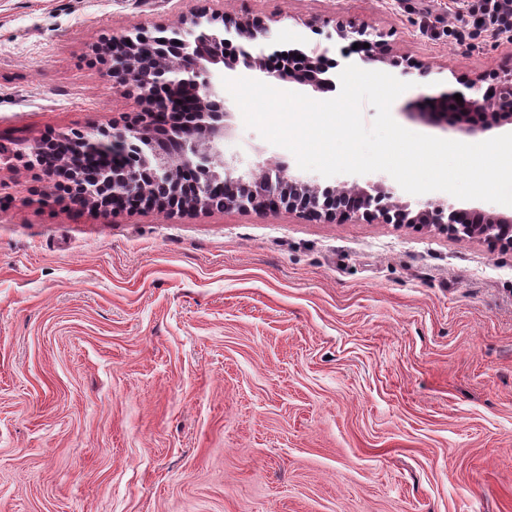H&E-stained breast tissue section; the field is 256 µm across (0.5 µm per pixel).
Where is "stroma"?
Returning <instances> with one entry per match:
<instances>
[{"label": "stroma", "instance_id": "stroma-1", "mask_svg": "<svg viewBox=\"0 0 512 512\" xmlns=\"http://www.w3.org/2000/svg\"><path fill=\"white\" fill-rule=\"evenodd\" d=\"M450 0H0V512H512V250L422 225L281 208L170 215L50 202L29 159L140 111L94 47L198 12L266 22L263 48L341 60L336 22L421 62L391 114L512 67ZM224 155L330 178L245 127Z\"/></svg>", "mask_w": 512, "mask_h": 512}]
</instances>
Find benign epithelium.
Instances as JSON below:
<instances>
[{
  "label": "benign epithelium",
  "mask_w": 512,
  "mask_h": 512,
  "mask_svg": "<svg viewBox=\"0 0 512 512\" xmlns=\"http://www.w3.org/2000/svg\"><path fill=\"white\" fill-rule=\"evenodd\" d=\"M219 17L212 16V19ZM224 31L239 40L233 53L224 52L222 42L200 39L195 45L178 44L162 38L143 43L138 37L123 35L99 47L105 59L112 60V75L118 84L139 90L142 109L137 121L123 130L99 137L93 133L80 139L81 156L107 155L112 166L103 167L91 179L72 172L74 183L67 187L66 198L84 207H104L113 212L159 207L179 212H198L214 208H253L275 211L281 207L310 218H348L353 214L374 219H396L399 224H429L446 228L450 224H469V236L494 247L512 246V238L499 235L500 225L512 227V216L481 210L458 209L448 203L427 202L412 209L399 201L383 184L362 187L356 183L321 187L295 180L287 166L271 160L259 174H241L233 185L221 180L219 172L231 173L233 162L224 158V98L213 82L219 67L234 72L242 66L260 70L277 79H289L309 85L316 91L334 87L324 77L327 51L298 48L274 49L256 54L246 51L268 37L269 27L247 15L220 17ZM336 35L358 44L355 53L362 60L387 64L407 75L422 70L421 63L391 54L383 34L363 22H337ZM369 47H363V44ZM147 48L160 56L159 67L142 75L134 70L133 56ZM288 63L290 68L273 70L270 60ZM487 88H482L483 83ZM463 89H450L436 100L448 106L446 112H426L424 116L442 117L462 128L466 134L486 132L512 124V69L460 79ZM462 96L458 102L454 95Z\"/></svg>",
  "instance_id": "1"
}]
</instances>
